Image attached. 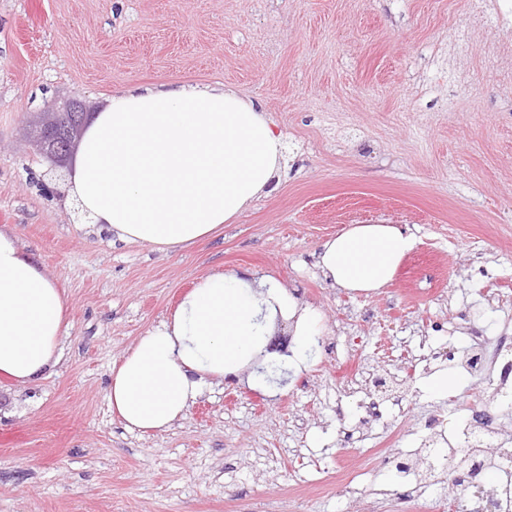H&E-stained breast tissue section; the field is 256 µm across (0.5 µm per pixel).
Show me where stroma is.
I'll return each instance as SVG.
<instances>
[{
	"label": "stroma",
	"instance_id": "35a3bbf8",
	"mask_svg": "<svg viewBox=\"0 0 512 512\" xmlns=\"http://www.w3.org/2000/svg\"><path fill=\"white\" fill-rule=\"evenodd\" d=\"M468 3L0 0V227L67 305L51 373L0 379V512H450L432 476L420 496L396 464L437 452L482 394L466 374L453 396L424 390L471 325L512 324V23L487 47ZM172 80L262 100L281 179L191 247L113 242L20 131L51 100L101 107ZM369 222L415 248L378 291L330 287L319 244ZM244 270L317 310L307 360L251 387L225 377L166 431L127 430L113 365L201 278ZM340 360L364 365L356 385L337 384ZM367 397L387 409L369 424Z\"/></svg>",
	"mask_w": 512,
	"mask_h": 512
}]
</instances>
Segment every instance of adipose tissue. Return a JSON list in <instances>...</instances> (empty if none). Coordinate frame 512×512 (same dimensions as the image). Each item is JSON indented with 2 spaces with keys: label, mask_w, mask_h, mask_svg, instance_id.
Here are the masks:
<instances>
[{
  "label": "adipose tissue",
  "mask_w": 512,
  "mask_h": 512,
  "mask_svg": "<svg viewBox=\"0 0 512 512\" xmlns=\"http://www.w3.org/2000/svg\"><path fill=\"white\" fill-rule=\"evenodd\" d=\"M283 150L261 102L231 89L142 85L109 97L88 123L69 174L72 199L97 232L184 248L269 192ZM415 244L396 226L357 224L321 244L317 267L334 286L372 292ZM65 314L60 289L0 228V374L29 383L50 371L61 358ZM278 318L302 342L320 333L315 309L272 277L201 280L113 366V412L132 431L169 429L206 390L262 354Z\"/></svg>",
  "instance_id": "1"
}]
</instances>
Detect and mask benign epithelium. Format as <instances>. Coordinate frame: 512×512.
I'll return each mask as SVG.
<instances>
[{"instance_id":"benign-epithelium-1","label":"benign epithelium","mask_w":512,"mask_h":512,"mask_svg":"<svg viewBox=\"0 0 512 512\" xmlns=\"http://www.w3.org/2000/svg\"><path fill=\"white\" fill-rule=\"evenodd\" d=\"M92 114L84 101L55 99L36 115L29 138L39 154L54 166L65 168Z\"/></svg>"}]
</instances>
